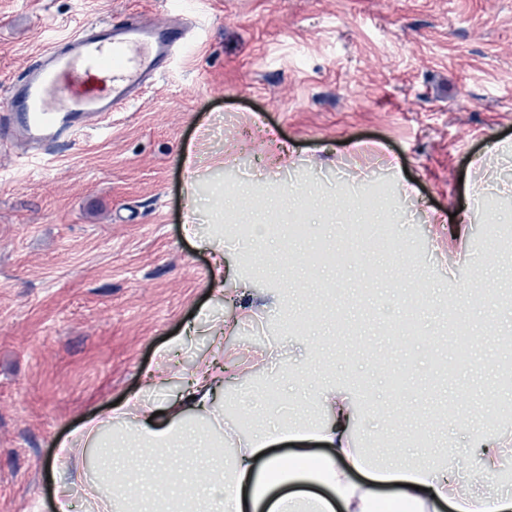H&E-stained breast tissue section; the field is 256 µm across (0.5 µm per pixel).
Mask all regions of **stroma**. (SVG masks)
Masks as SVG:
<instances>
[{
    "instance_id": "stroma-1",
    "label": "stroma",
    "mask_w": 512,
    "mask_h": 512,
    "mask_svg": "<svg viewBox=\"0 0 512 512\" xmlns=\"http://www.w3.org/2000/svg\"><path fill=\"white\" fill-rule=\"evenodd\" d=\"M125 18L189 24L196 50L102 129L37 158L0 147V512H55L59 443L141 389L203 309L233 324L239 385L275 391L289 421L321 419L286 396L303 369L352 396L361 447L407 458L422 431L438 462L498 484L476 447L512 434V0H202L191 18L168 0H0V108L52 39ZM278 145L292 170L271 165ZM192 206L205 236L220 219L303 225L226 245L258 315L210 297ZM475 208L451 239V214ZM367 223L394 248H358ZM460 320L477 341L452 367L438 345Z\"/></svg>"
}]
</instances>
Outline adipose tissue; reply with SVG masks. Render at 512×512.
Returning a JSON list of instances; mask_svg holds the SVG:
<instances>
[{
	"mask_svg": "<svg viewBox=\"0 0 512 512\" xmlns=\"http://www.w3.org/2000/svg\"><path fill=\"white\" fill-rule=\"evenodd\" d=\"M227 330L223 318L204 327L210 348L196 355L189 371L168 367L147 375V387L173 382L175 394L156 402L132 393L112 409L109 421L92 419L73 430L51 464L60 481L58 512H71L68 488L83 480L98 512H129L133 498L118 489L130 469L114 459L115 448L148 449L138 470L144 488L172 489L165 512H442L446 505L455 512H512V494L473 492L450 468L428 462L427 448L416 449V464L399 460L393 451L384 464L371 463L354 438L358 412L353 401L333 388L320 392L324 419L312 428L324 452L275 453L271 445L278 435H301L305 429L288 425L272 407L248 428L229 421L217 397L227 381V369L218 360ZM109 423L114 426L110 432L105 429ZM86 448L97 451L100 476L92 481L86 480L77 455ZM226 449L229 465L215 464V456ZM174 452L183 465L169 466L167 457ZM106 483L113 495L102 494ZM381 483L396 489L382 494Z\"/></svg>",
	"mask_w": 512,
	"mask_h": 512,
	"instance_id": "ef3b65f1",
	"label": "adipose tissue"
}]
</instances>
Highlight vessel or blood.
Here are the masks:
<instances>
[{"instance_id":"vessel-or-blood-1","label":"vessel or blood","mask_w":512,"mask_h":512,"mask_svg":"<svg viewBox=\"0 0 512 512\" xmlns=\"http://www.w3.org/2000/svg\"><path fill=\"white\" fill-rule=\"evenodd\" d=\"M194 43L181 28L105 20L51 42L12 79L0 128L44 146L100 127L134 102Z\"/></svg>"}]
</instances>
